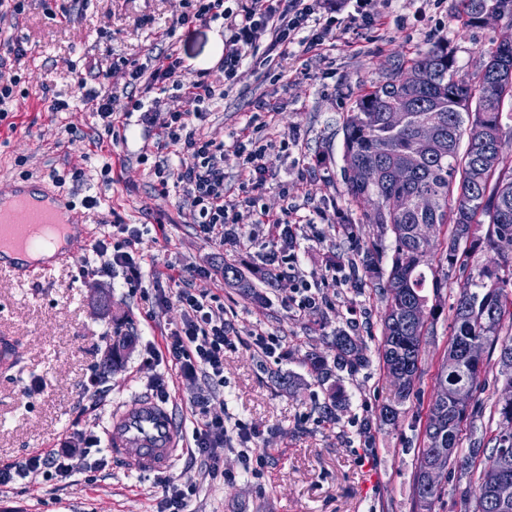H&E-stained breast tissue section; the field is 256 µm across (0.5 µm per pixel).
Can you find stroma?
<instances>
[{"label": "stroma", "mask_w": 512, "mask_h": 512, "mask_svg": "<svg viewBox=\"0 0 512 512\" xmlns=\"http://www.w3.org/2000/svg\"><path fill=\"white\" fill-rule=\"evenodd\" d=\"M452 0H372L371 25L353 23L352 0L336 12L337 39L321 58L274 60L243 65L223 100L215 102L201 133L231 142L256 125L273 137L292 135L296 143L266 162L270 178L259 194L260 206L274 214L321 212L315 224L301 226L295 274H282L258 305L228 287L222 271L264 266L272 246L268 227L255 237L218 246L196 229L197 218L178 193L162 195L147 166L138 161L152 149L156 128L141 121L120 93L128 75L119 62L136 58L153 64L163 51L175 50L188 68H217L224 51V25L188 21L190 0H27L19 17L0 21V42L20 40L26 54L16 64L24 98L13 102L15 128L0 125V192L14 184L52 179L80 168L83 181L63 190L74 205L99 198L86 211L92 236L110 232L113 215L142 231V280L129 282L122 269L96 276L83 272L91 238L72 242L74 259L45 280L19 282L0 272V336L14 337L16 365L0 372V460L13 461L66 443L76 481L51 490L16 483L0 491V512H162L163 485L195 484L191 512H413L412 479L422 431L441 358L451 334L449 307L463 285L441 259L442 232L431 234L429 261L447 279L434 332L426 336L414 393L400 408L397 422L376 425L383 405L396 390L378 355L381 315L386 301L373 288H353L345 260L348 242L340 227L362 219L341 178L344 166L343 120L357 95L390 72L399 60L447 41L461 70L478 71L483 54L505 34L504 23L463 27L451 19ZM93 63L109 68L117 89L112 110L124 126V140L97 145V118L84 99L81 80ZM66 100L63 112L48 111L51 98ZM271 111H263L261 103ZM112 162V182L100 169ZM190 277L197 291L212 292L224 304V317L237 340L224 351L223 394L212 408L229 427L219 449L232 481L203 477L200 465L181 456L165 475L129 473L105 464L84 469L82 450L89 435H102L112 409L165 380L180 425L192 434L195 420L186 408L199 392L181 379L162 355L161 331L181 318L171 304L155 321L143 318V293L169 288L175 272ZM315 283L322 304L301 310L291 303L295 275ZM362 336L368 367L344 376L348 401L335 419L322 417L325 388L308 372L309 352L329 353L336 329ZM276 336L280 346L269 357L256 350V335ZM132 337L121 362L105 374L108 395L92 402L88 378L98 370L109 338ZM294 376L297 386H279L277 374ZM95 409L84 412L83 407ZM242 422L256 431L242 444L233 430ZM257 448L267 457L258 476L243 470V455Z\"/></svg>", "instance_id": "obj_1"}]
</instances>
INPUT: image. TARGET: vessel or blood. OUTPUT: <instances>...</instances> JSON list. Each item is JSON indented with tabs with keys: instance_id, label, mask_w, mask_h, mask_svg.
I'll list each match as a JSON object with an SVG mask.
<instances>
[{
	"instance_id": "1",
	"label": "vessel or blood",
	"mask_w": 512,
	"mask_h": 512,
	"mask_svg": "<svg viewBox=\"0 0 512 512\" xmlns=\"http://www.w3.org/2000/svg\"><path fill=\"white\" fill-rule=\"evenodd\" d=\"M74 206L62 190L37 181L14 185L0 194V269L17 278L32 280L51 271L50 266L27 267L14 262V255L32 251L30 230L36 224H59L64 239L86 235L82 219H64ZM106 447L123 469L139 474L168 471L184 450L182 430L169 402L140 394L116 408L106 427Z\"/></svg>"
}]
</instances>
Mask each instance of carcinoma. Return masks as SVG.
<instances>
[{
	"label": "carcinoma",
	"mask_w": 512,
	"mask_h": 512,
	"mask_svg": "<svg viewBox=\"0 0 512 512\" xmlns=\"http://www.w3.org/2000/svg\"><path fill=\"white\" fill-rule=\"evenodd\" d=\"M494 13L512 26V0H454L453 17L466 27L481 26L484 13ZM512 47L495 45L486 53L474 76L463 73L448 45L437 43L395 66L385 80L371 86L354 101L343 121L344 156L367 168L368 181H359L343 171L348 196L369 203L363 223L377 229L367 241L357 224L342 225L343 235L354 249L347 255L353 286L371 285L382 290L386 307L381 318L380 354L388 373L405 372L408 386L397 393L396 404L382 407L379 421L398 419V406L414 388L423 338L436 317L441 289L446 282L428 274L426 257L432 242L418 236L423 224L445 229L441 259L448 268L465 277V285L450 306L452 335L449 354L443 355L437 388L430 403L424 429V448L417 456L413 475V498L418 512H433L443 489H428L420 479L424 465L440 452L448 462L458 457L462 426L468 409L453 401V388L464 385L468 399L482 385L483 365L472 352L500 348L501 375L512 381V334L501 335L505 320L512 321V253L498 254L495 266L474 263L476 254L496 250L504 236L512 237V162L491 152V143L512 135ZM399 107L405 123L392 127L388 113ZM430 142L424 144L420 136ZM419 150L422 158L407 181L400 182L394 170ZM393 239L390 261H384L386 235ZM272 283V276L254 273L247 277L237 266H224V282L243 295L259 299L254 280ZM423 309V318L412 316ZM333 360L311 353L306 358L310 373L325 379L331 367L354 374L370 363L360 337L345 329L333 336ZM493 404L500 428L512 420V401ZM346 395L337 384L330 389L326 414L332 416L345 404ZM490 452L472 446L464 460L466 468L480 460L476 490L462 495L464 512H512L491 501L486 491L496 476L512 479V458L504 459L501 448L512 449V437H494Z\"/></svg>",
	"instance_id": "obj_1"
}]
</instances>
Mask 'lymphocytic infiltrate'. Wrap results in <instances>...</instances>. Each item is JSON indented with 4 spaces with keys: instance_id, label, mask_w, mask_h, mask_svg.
Masks as SVG:
<instances>
[{
    "instance_id": "f902f5d3",
    "label": "lymphocytic infiltrate",
    "mask_w": 512,
    "mask_h": 512,
    "mask_svg": "<svg viewBox=\"0 0 512 512\" xmlns=\"http://www.w3.org/2000/svg\"><path fill=\"white\" fill-rule=\"evenodd\" d=\"M336 11L334 0H247L239 11L226 9L224 0H193L194 20L205 22L223 19L228 36L224 42V56L219 70L223 82L210 81L206 71L188 73L174 53L158 56L152 69H145L138 60H124L130 91L140 89L173 90L194 98L196 112H167L161 125L158 149L162 154L150 168L160 186H167L169 168L168 150L182 154L179 182L187 202L197 214V230L218 245L239 242L243 231L239 225L241 208L256 211L258 223L268 225L274 245L267 258L274 271L292 268L297 229L303 224L300 216H278L258 209L254 196L269 178L265 156L273 151H286L288 139L273 142L262 136L245 134L232 143H224L198 133L196 125L204 121L209 105L223 98L237 71L244 63L264 65L272 58L288 59L291 46H299L302 54L320 56L325 47L336 41L332 16ZM233 155L241 162L245 182L253 193L246 197L229 198L224 191V158ZM114 228L122 239L108 244L106 239H95L91 245L92 260L86 261V274L95 276L115 268L124 269L130 279L140 280L142 257L138 245L142 233L137 225L114 219ZM174 295L156 289L148 302L152 309L166 308L170 300H177L183 309L180 325L162 335L163 349L169 367L177 376L201 380L210 385L224 383V350L234 346V330L224 317V306L217 296L195 292L188 279L177 276ZM213 395L194 394L187 401L196 421L190 452L200 459L206 476H222L217 448L223 447L228 429L223 418L211 413ZM74 474L69 448H52L29 455L21 460L0 463V488L17 480L37 484L39 479L53 477L67 480Z\"/></svg>"
}]
</instances>
